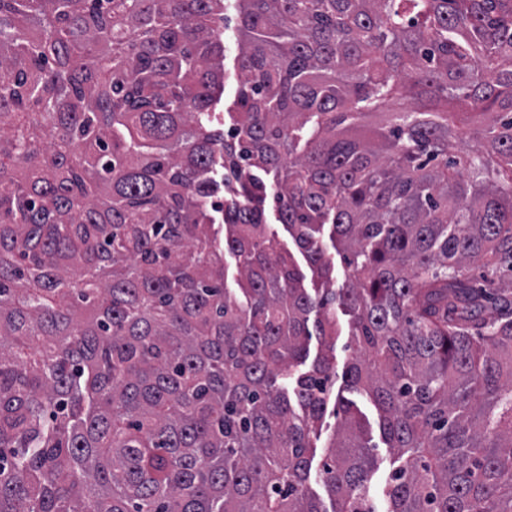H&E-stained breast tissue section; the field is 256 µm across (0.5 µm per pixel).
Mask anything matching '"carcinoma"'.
I'll use <instances>...</instances> for the list:
<instances>
[{
	"instance_id": "cac0c4a2",
	"label": "carcinoma",
	"mask_w": 512,
	"mask_h": 512,
	"mask_svg": "<svg viewBox=\"0 0 512 512\" xmlns=\"http://www.w3.org/2000/svg\"><path fill=\"white\" fill-rule=\"evenodd\" d=\"M236 8L226 133L224 0H0V512H376L338 310L386 512H512V0ZM234 0H224V22L221 28V39L224 44V91L222 92L220 102L216 106V113H220V117L227 124L228 107L231 105L239 75L237 56H238V41H237V14L234 8ZM225 16H228V21L225 22ZM225 113V114H224ZM338 316L339 325L341 328L340 336H336V375L333 377V396H336L340 391V394L346 398L354 401L355 406L359 415H361L367 424L369 431L371 432V446H375L374 453L376 455L377 470L372 480V493L378 503L381 511L386 510L385 498H384V487L388 478L389 471L391 470L392 458L389 452V448L380 438L379 434V415L373 402L363 393H357L346 390L342 374L347 362L352 357V350L347 346L349 345L348 335V316H344L338 310L336 311Z\"/></svg>"
}]
</instances>
